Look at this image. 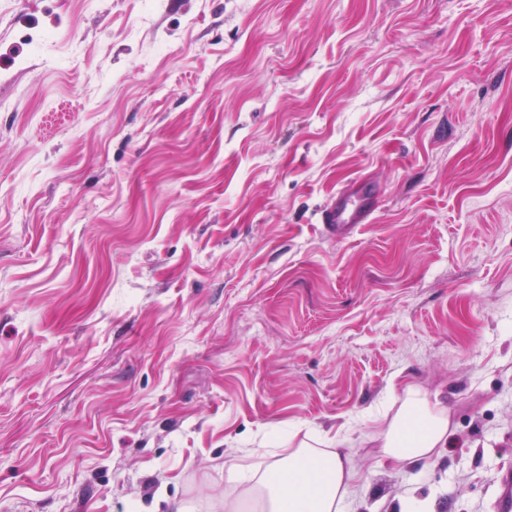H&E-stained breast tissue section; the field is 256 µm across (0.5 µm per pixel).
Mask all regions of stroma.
I'll list each match as a JSON object with an SVG mask.
<instances>
[{"instance_id":"obj_1","label":"stroma","mask_w":512,"mask_h":512,"mask_svg":"<svg viewBox=\"0 0 512 512\" xmlns=\"http://www.w3.org/2000/svg\"><path fill=\"white\" fill-rule=\"evenodd\" d=\"M409 384L450 438L390 464ZM290 435L345 512H497L512 0H0V512H225ZM379 205L375 185L355 182L336 194L335 201L321 213V223L331 235L339 237L351 224H367Z\"/></svg>"}]
</instances>
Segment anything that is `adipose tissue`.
Returning a JSON list of instances; mask_svg holds the SVG:
<instances>
[{
  "instance_id": "ef3b65f1",
  "label": "adipose tissue",
  "mask_w": 512,
  "mask_h": 512,
  "mask_svg": "<svg viewBox=\"0 0 512 512\" xmlns=\"http://www.w3.org/2000/svg\"><path fill=\"white\" fill-rule=\"evenodd\" d=\"M399 409L376 434L387 461L419 462L448 444V417L426 391L405 387ZM241 499L263 501V512H343L355 473L340 451L303 443L279 465L245 472L232 469Z\"/></svg>"
}]
</instances>
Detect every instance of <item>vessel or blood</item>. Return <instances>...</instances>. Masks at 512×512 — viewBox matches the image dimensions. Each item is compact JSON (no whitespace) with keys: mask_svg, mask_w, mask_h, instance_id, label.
<instances>
[{"mask_svg":"<svg viewBox=\"0 0 512 512\" xmlns=\"http://www.w3.org/2000/svg\"><path fill=\"white\" fill-rule=\"evenodd\" d=\"M379 205L375 185L356 182L340 190L335 201L321 213V222L331 235H341L351 224H367Z\"/></svg>","mask_w":512,"mask_h":512,"instance_id":"1","label":"vessel or blood"}]
</instances>
